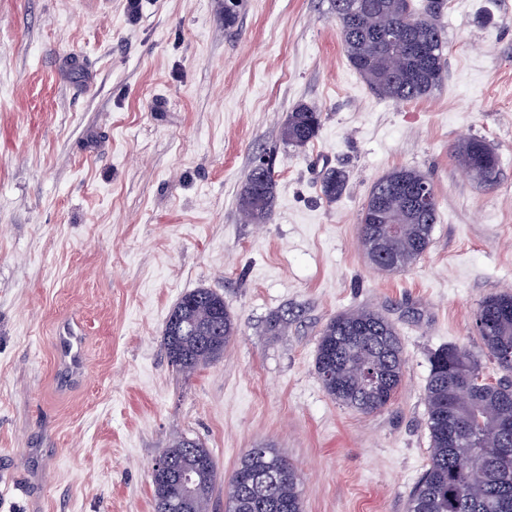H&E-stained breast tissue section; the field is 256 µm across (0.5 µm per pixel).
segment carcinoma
Here are the masks:
<instances>
[{"label": "carcinoma", "instance_id": "cac0c4a2", "mask_svg": "<svg viewBox=\"0 0 512 512\" xmlns=\"http://www.w3.org/2000/svg\"><path fill=\"white\" fill-rule=\"evenodd\" d=\"M341 41L350 65L379 95L397 102L422 99L442 82L447 68V41L438 18L447 0H332ZM322 112L307 104L288 113L281 140L298 150L317 138ZM486 163L474 179L491 186L497 181V154L480 138L455 149L460 167L478 157ZM430 182L427 175L395 168L370 188L360 218L363 252L378 268L401 272L429 249L437 209L418 214L396 184ZM347 177L330 168L319 190L334 202ZM271 167L248 171L238 198L246 222L266 223L275 198ZM386 198L387 223H371L377 199ZM476 329L482 351L502 372L496 381L483 376L481 364L466 346L448 345L434 353L424 388L430 437L429 462L413 488L406 512H512V294L495 293L480 303ZM238 332L224 297L211 288L186 292L173 307L163 330L170 365L190 374L224 355ZM314 368L327 395L360 413L378 411L394 398L404 379V356L395 326L380 312L359 309L333 317L318 341ZM470 388L468 399L453 402L458 385ZM165 455L175 470L194 472V512H209L217 472L211 451L188 437L175 439ZM154 509L181 497L173 480L151 477ZM225 512H302L300 478L278 449L251 448L241 458L225 502Z\"/></svg>", "mask_w": 512, "mask_h": 512}]
</instances>
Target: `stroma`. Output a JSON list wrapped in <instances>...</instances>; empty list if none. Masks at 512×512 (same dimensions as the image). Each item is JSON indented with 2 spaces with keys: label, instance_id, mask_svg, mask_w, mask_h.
I'll return each instance as SVG.
<instances>
[{
  "label": "stroma",
  "instance_id": "stroma-1",
  "mask_svg": "<svg viewBox=\"0 0 512 512\" xmlns=\"http://www.w3.org/2000/svg\"><path fill=\"white\" fill-rule=\"evenodd\" d=\"M448 69L395 102L349 64L330 0H0V512H154L150 470L172 439L213 454V512L250 448L299 472L304 512H405L429 454L424 388L435 351L478 350L475 313L512 291V0H447ZM323 114L305 150L281 127ZM485 139L495 185L456 163ZM273 159L270 220L238 196ZM431 178L427 253L398 274L359 244L373 183ZM343 170L334 202L319 192ZM224 297L239 332L223 357L178 375L163 328L185 292ZM396 327L405 378L384 409L332 400L314 368L336 314ZM287 314L278 333L270 317ZM83 336L68 380L57 339ZM321 122L322 112L316 107L299 104L288 113L281 128V140L295 149H306L317 138ZM347 177L341 170L330 168L323 174L319 190L327 202H334L346 188Z\"/></svg>",
  "mask_w": 512,
  "mask_h": 512
}]
</instances>
